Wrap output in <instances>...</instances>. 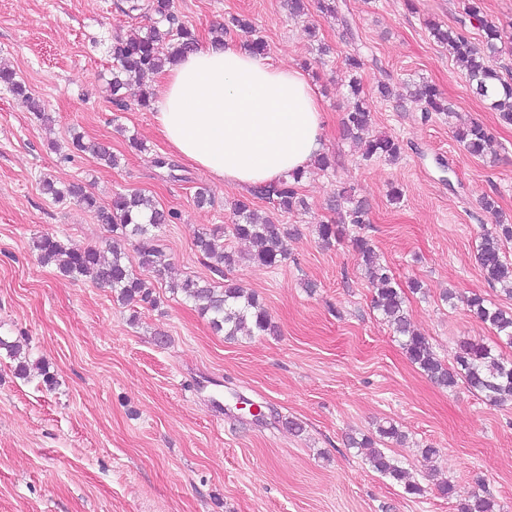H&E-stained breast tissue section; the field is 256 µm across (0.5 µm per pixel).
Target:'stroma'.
<instances>
[{
  "mask_svg": "<svg viewBox=\"0 0 512 512\" xmlns=\"http://www.w3.org/2000/svg\"><path fill=\"white\" fill-rule=\"evenodd\" d=\"M355 39L324 19L315 0L289 18L284 0H173L183 24L209 39L233 15L254 22L273 63L301 67L324 113V152L334 165L300 184L306 209L281 212L260 196L213 182L187 162L180 179L155 167L169 151L153 112L116 106L107 81L116 36L149 20L128 0H0V64L13 68L45 103L38 120L0 90V336L19 342L54 376L21 377L0 355V512H458L476 493L512 512V400L487 402L466 384L446 390L410 363L391 327L372 308L373 290L349 239L326 245L320 224L336 219V191L352 188L369 210L360 229L396 281L422 283L407 303L414 328L452 363L461 340L493 343L495 333L469 312L478 294L512 309V298L485 280L477 261L483 229L512 223V126L477 97L428 22L457 26L462 0H338ZM319 29L310 40L309 26ZM364 58L370 135L398 139L395 161L363 159L342 131L352 51ZM436 86L449 113L424 116L409 86ZM392 94L384 98L380 85ZM477 121L491 132L484 156L455 138ZM109 143L119 164L70 153L73 135ZM144 151L129 146V137ZM50 177L76 182L101 203L139 192L176 223L155 238L176 279H232L255 293L276 331L233 340L214 332L191 303L157 288L158 307L125 306L110 289L74 281L39 263L33 237L51 233L75 245L111 236L75 202L41 192ZM212 205L194 203L198 188ZM399 189V202L389 200ZM493 196L499 215L480 200ZM249 198L260 216L296 234L275 267L253 263L251 244L225 236L239 260L217 273L195 247L197 235L232 222L231 205ZM453 301H443L445 292ZM263 407V419L238 409V397ZM390 420L404 432L391 444L419 496L365 465L350 438L371 436ZM300 431L289 430V422ZM437 448L425 466L423 447ZM455 495L442 497L439 480Z\"/></svg>",
  "mask_w": 512,
  "mask_h": 512,
  "instance_id": "stroma-1",
  "label": "stroma"
}]
</instances>
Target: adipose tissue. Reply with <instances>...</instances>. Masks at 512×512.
<instances>
[{"label": "adipose tissue", "mask_w": 512, "mask_h": 512, "mask_svg": "<svg viewBox=\"0 0 512 512\" xmlns=\"http://www.w3.org/2000/svg\"><path fill=\"white\" fill-rule=\"evenodd\" d=\"M153 108L172 153L240 189L306 168L323 145L324 118L306 74L233 43L201 42L165 68Z\"/></svg>", "instance_id": "1"}]
</instances>
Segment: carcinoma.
<instances>
[{
  "mask_svg": "<svg viewBox=\"0 0 512 512\" xmlns=\"http://www.w3.org/2000/svg\"><path fill=\"white\" fill-rule=\"evenodd\" d=\"M146 10L153 16L152 24L146 27V31L138 30L126 37L118 36L112 42V69L108 85L113 102L120 107L125 105L126 92L134 86L137 87V105L150 107L154 93L143 83L144 76L163 70L166 64L194 51L198 45L195 32L184 26L172 10L171 0H151ZM464 11L469 21L476 22L483 31V40L472 41L463 21L458 27L448 28L430 23V34L438 43L448 47L449 54L465 69L473 93L489 102L490 108L498 114L499 123L512 125V82L505 79L495 65L497 42L502 34L498 26L483 15L480 0H468ZM233 29L247 34L255 32L250 19L232 16L224 27L212 31V39L222 42L224 33ZM345 64L344 80L349 88V105L343 118L346 137L364 143L363 158L366 160L374 157L397 159L402 150L399 141L388 136L364 139V133L372 122V114L369 103L362 96L361 79L358 77L362 61L359 56L351 55L346 58ZM0 86L28 111L38 117L45 115L41 99L28 91L13 70L0 68ZM413 97L426 114L448 111L442 94L432 84L425 83L416 88ZM455 137L474 156L483 155L491 139L487 127L479 122L458 128ZM71 145L74 151L88 152L109 167L117 165L112 148L104 142H86L78 135L72 138ZM306 175L305 170L294 171L269 186L258 188L256 193L272 200L284 212L303 208L306 203L299 194V184ZM41 191L57 203L75 201L94 213L99 223L118 234V237L105 241L102 247L68 245L54 235L42 234L32 240L33 250L41 264L56 266L63 276L74 281L88 279L101 287L110 288L116 299L123 303L143 302L158 306L159 298L154 296L151 284L133 270L121 242L134 243L141 270L150 273L157 282L165 280L170 263L155 244L152 229L173 223L178 219L177 212L160 208L153 199L140 193H116L111 203L103 206L84 186L72 183L60 187L57 181L48 177L41 181ZM345 203L350 207L345 210L343 224L319 225L318 233L322 242L329 244L344 237L347 224L359 226L367 223V209L362 202L353 201L352 191L347 187L336 193V207ZM233 214L235 222L229 225V232L237 239L254 244L251 259L255 263L274 267L286 258L288 239L295 235V231L269 220H259L247 200L236 201ZM222 236L224 228L217 227L199 234L195 241L199 251L212 261L214 270L221 274L236 263L234 253L217 247L216 241ZM508 241H512V224H496L480 235L477 256L487 282L493 287H500L501 292L512 297V262L504 252V243ZM350 242L358 265L374 286L373 309L393 327L400 338L401 349L413 365L442 388L452 389L461 380L491 403L512 398V360L495 353L486 344L463 341L455 353L454 364H446L435 354L428 338L411 328L405 292L390 269L381 262L373 245L360 235L353 236ZM168 288L174 294L183 295L202 314L210 316L213 329L224 332L229 338L238 336L244 329L248 330L250 336L275 332V326L255 295L231 279H224V285L218 287L203 279L187 277L169 283ZM467 306L475 318L495 330L500 340L512 345V312L477 295L467 299ZM2 349L18 360V374L28 376L29 364L21 359L17 342L0 336ZM404 440L405 434L394 423L383 421L376 427V436H364L359 440L352 437L349 445L363 451L365 463L372 470L403 486L406 494L417 496L424 492L422 486L410 480L406 469L384 449L390 443ZM458 512H496V504L487 495L475 494L460 503Z\"/></svg>",
  "mask_w": 512,
  "mask_h": 512,
  "instance_id": "cac0c4a2",
  "label": "carcinoma"
}]
</instances>
